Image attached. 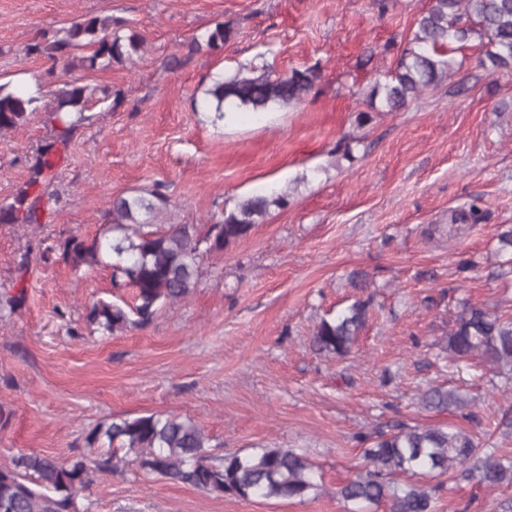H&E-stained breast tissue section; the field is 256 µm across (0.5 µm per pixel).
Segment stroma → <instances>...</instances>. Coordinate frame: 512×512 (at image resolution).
<instances>
[{
  "mask_svg": "<svg viewBox=\"0 0 512 512\" xmlns=\"http://www.w3.org/2000/svg\"><path fill=\"white\" fill-rule=\"evenodd\" d=\"M432 0H0V83L40 88L43 106L0 135V200L25 189L52 137L65 77L95 90L92 119L60 153L37 224H0V462L36 452L67 463L86 454L98 425L147 414L188 418L215 455L292 448L322 475L304 500L216 497L127 462L95 475L81 512H348L336 490L365 464L358 437L398 423L448 424L481 447L512 455L496 429L512 401V373L450 374L441 344L464 301L512 313V276L500 274V225L512 224V70L490 72L472 38L461 68L437 88L365 126L366 93L394 69ZM109 15L145 40L134 60L105 69L61 65L26 48L74 18ZM229 40L192 54L216 24ZM318 66L297 104L261 122H211L214 81L266 66ZM348 141L350 157L337 153ZM161 189L159 227L211 220L247 196L284 193L264 221L204 255L198 288L144 328L104 335L87 315L97 300L130 299L105 266L72 267L43 249L93 238L113 197ZM479 203L472 224L457 212ZM472 257L477 268L458 271ZM27 261L26 276L17 272ZM371 281L373 310L350 355L314 351L321 318ZM25 292L24 304L8 301ZM472 397L465 410L426 411L430 386ZM436 512H512V486L446 480Z\"/></svg>",
  "mask_w": 512,
  "mask_h": 512,
  "instance_id": "35a3bbf8",
  "label": "stroma"
}]
</instances>
